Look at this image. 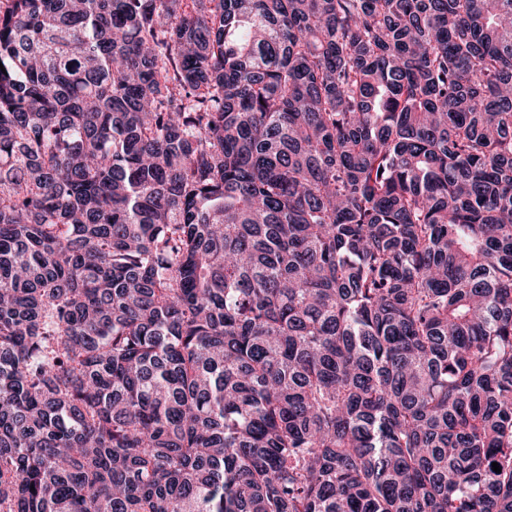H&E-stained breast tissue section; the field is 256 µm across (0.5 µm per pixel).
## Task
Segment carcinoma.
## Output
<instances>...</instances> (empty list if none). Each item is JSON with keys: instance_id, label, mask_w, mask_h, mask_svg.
Returning a JSON list of instances; mask_svg holds the SVG:
<instances>
[{"instance_id": "1", "label": "carcinoma", "mask_w": 512, "mask_h": 512, "mask_svg": "<svg viewBox=\"0 0 512 512\" xmlns=\"http://www.w3.org/2000/svg\"><path fill=\"white\" fill-rule=\"evenodd\" d=\"M0 63V512H512V0H4Z\"/></svg>"}]
</instances>
